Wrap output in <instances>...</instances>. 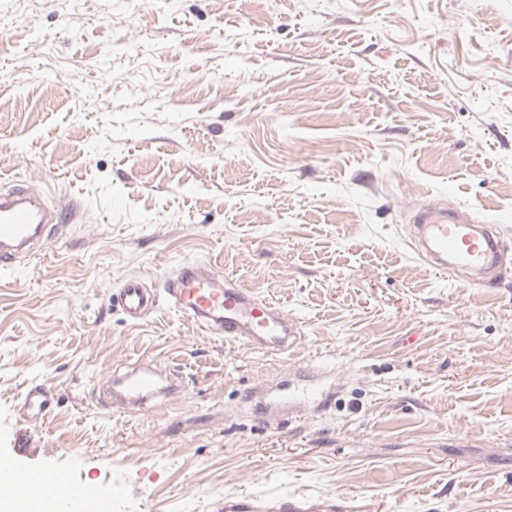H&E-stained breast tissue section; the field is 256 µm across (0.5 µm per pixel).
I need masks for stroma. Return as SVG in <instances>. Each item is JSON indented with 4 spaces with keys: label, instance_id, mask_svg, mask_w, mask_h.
Returning a JSON list of instances; mask_svg holds the SVG:
<instances>
[{
    "label": "stroma",
    "instance_id": "obj_1",
    "mask_svg": "<svg viewBox=\"0 0 512 512\" xmlns=\"http://www.w3.org/2000/svg\"><path fill=\"white\" fill-rule=\"evenodd\" d=\"M65 214L0 272V458L121 483L120 512L225 493L358 495L373 512H512V0H0V193ZM496 225L493 287L432 266L411 218ZM188 262L302 324L290 364L205 333L125 279ZM172 411L102 410L135 360ZM325 390L261 414L256 387ZM45 382L43 421L19 404ZM112 304L119 307L127 319L140 321L157 309L158 296L136 279H126L118 291L112 294Z\"/></svg>",
    "mask_w": 512,
    "mask_h": 512
}]
</instances>
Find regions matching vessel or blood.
Masks as SVG:
<instances>
[{
  "instance_id": "1",
  "label": "vessel or blood",
  "mask_w": 512,
  "mask_h": 512,
  "mask_svg": "<svg viewBox=\"0 0 512 512\" xmlns=\"http://www.w3.org/2000/svg\"><path fill=\"white\" fill-rule=\"evenodd\" d=\"M59 212L38 197L17 187L0 195V270L14 268L20 256L37 257L51 237ZM418 241L439 270L470 272L469 286L487 288L502 258L498 235L486 227L444 209L430 207L415 218ZM166 293L175 312L205 331L241 343L247 350L291 358L302 341L298 320L277 303L259 300L232 277L212 267L193 263L166 280ZM112 302L127 319L143 320L158 306L154 290L138 280H125ZM104 408L115 412L141 408L159 401L169 403L180 390L178 378L164 375L146 363L122 374H113ZM57 403L52 386L35 384L24 395L22 409L29 416L45 417ZM73 488L60 478L44 481L37 494L52 505L53 512H70ZM223 512H368L366 501L354 495L225 494Z\"/></svg>"
}]
</instances>
